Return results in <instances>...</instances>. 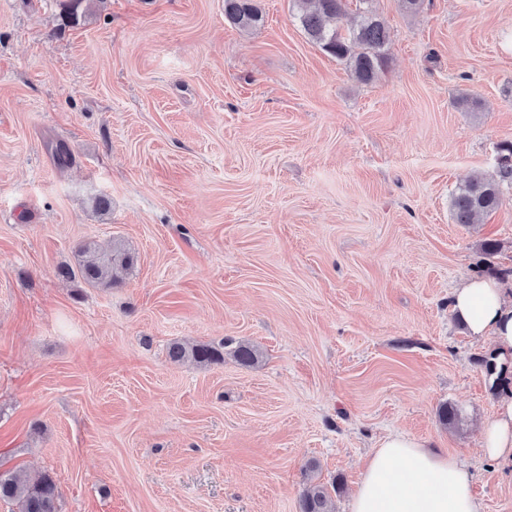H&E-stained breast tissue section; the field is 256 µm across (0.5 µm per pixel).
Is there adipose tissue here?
Listing matches in <instances>:
<instances>
[{
    "mask_svg": "<svg viewBox=\"0 0 512 512\" xmlns=\"http://www.w3.org/2000/svg\"><path fill=\"white\" fill-rule=\"evenodd\" d=\"M451 301L473 336L493 337L500 352L512 351V295L502 281L469 278L454 289ZM483 450L512 463V397H504L486 423ZM351 512H480V506L458 458L396 435L374 450Z\"/></svg>",
    "mask_w": 512,
    "mask_h": 512,
    "instance_id": "adipose-tissue-1",
    "label": "adipose tissue"
}]
</instances>
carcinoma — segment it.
<instances>
[{
    "mask_svg": "<svg viewBox=\"0 0 512 512\" xmlns=\"http://www.w3.org/2000/svg\"><path fill=\"white\" fill-rule=\"evenodd\" d=\"M91 0H59L61 26L79 21L87 13ZM294 18L308 39L323 52L347 64L352 75L368 84L382 72L389 61V35L377 7L376 0H356V9L350 24L341 26L346 17L347 0H293ZM224 16L234 26L249 30L259 25L262 12L256 0H224ZM512 186V165H496L491 174L478 173L458 186L451 194L450 211L456 224H475L482 215L497 209L503 186ZM133 257L126 250L115 247L99 251L95 244H85L78 253V272L84 282L103 288L116 283V270L128 269ZM169 358L174 362L185 360L200 365L224 361V345L198 344L170 345ZM234 357L243 365L259 361L258 350L249 344H240ZM488 376L493 378L491 389L503 392L512 389V359L502 363L495 356L482 360ZM58 488L47 472L18 475L0 470V500L16 506L17 512H56ZM330 493L321 483L310 484L303 493L301 512H331Z\"/></svg>",
    "mask_w": 512,
    "mask_h": 512,
    "instance_id": "cac0c4a2",
    "label": "carcinoma"
}]
</instances>
